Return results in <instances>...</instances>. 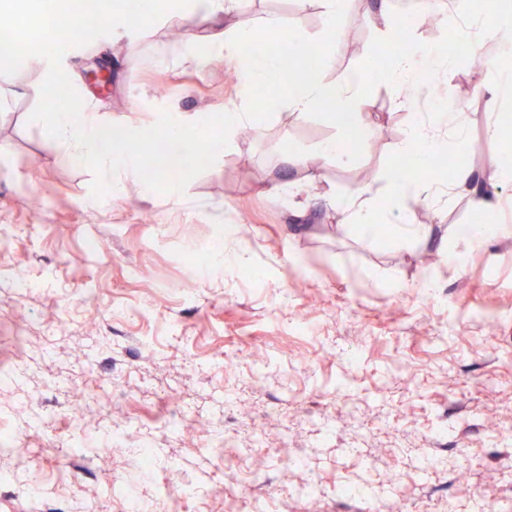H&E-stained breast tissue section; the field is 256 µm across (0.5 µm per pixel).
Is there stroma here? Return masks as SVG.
<instances>
[{"mask_svg": "<svg viewBox=\"0 0 512 512\" xmlns=\"http://www.w3.org/2000/svg\"><path fill=\"white\" fill-rule=\"evenodd\" d=\"M376 2L345 0L328 78L354 71L378 36L362 21ZM393 3L427 47L491 0H451L443 29L428 0ZM275 21L312 39L326 29L320 5L294 0H240L223 24ZM214 33L172 11L144 32L122 28L69 49L62 67L118 125L149 127L161 108L220 112L234 85ZM192 45L208 64L194 61ZM478 47L488 65L452 60L438 95L405 106L376 86L359 111L358 161L321 158L335 126L279 110L175 197L122 170L118 193L94 198L93 173L30 119L39 60L0 82V319L30 328L27 360L0 395V433H40L43 512H122L128 492L150 512L229 503L236 512H512V237L473 250L458 231L479 218L512 225V178L502 176L512 91L500 89L512 45L482 35ZM95 58L111 69L103 90L87 77ZM449 98L461 111L448 152L472 176L447 201L415 208L411 220L430 238L341 226L337 199L397 165L384 142L407 141L411 124ZM475 188L494 203L480 216ZM219 246L240 263H197ZM17 274L35 283L26 296ZM77 387L99 416L87 451L74 447L66 416ZM167 397L204 417L196 439L158 414ZM111 410L153 445L151 471L135 449L110 452ZM308 479L312 497L301 490Z\"/></svg>", "mask_w": 512, "mask_h": 512, "instance_id": "stroma-1", "label": "stroma"}]
</instances>
